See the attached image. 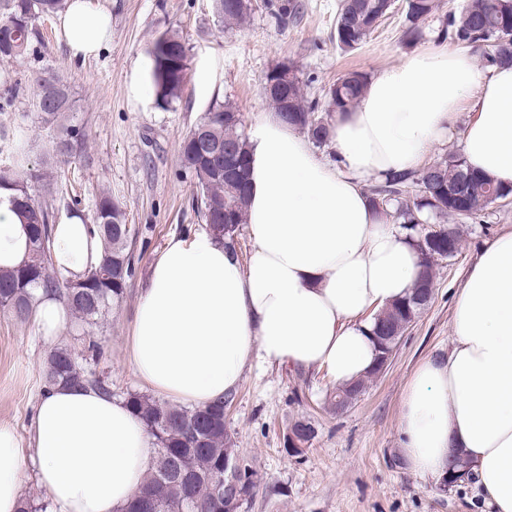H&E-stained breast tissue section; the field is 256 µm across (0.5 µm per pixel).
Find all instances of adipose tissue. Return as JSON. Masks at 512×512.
Masks as SVG:
<instances>
[{
    "label": "adipose tissue",
    "mask_w": 512,
    "mask_h": 512,
    "mask_svg": "<svg viewBox=\"0 0 512 512\" xmlns=\"http://www.w3.org/2000/svg\"><path fill=\"white\" fill-rule=\"evenodd\" d=\"M112 16L68 0L57 26L73 57H94ZM467 163L512 186V66L477 65L467 51H415L368 81L332 126L333 160L276 118L249 138L248 260L208 234L169 238L135 307L130 362L152 392L201 406L236 393L250 360L358 380L377 361L368 310L402 299L421 269L402 226L370 203L372 181L414 168L443 142L460 107ZM54 263L81 276L97 246L79 217L55 227ZM25 248L0 203V266ZM454 343L426 357L401 396L399 448L415 475L441 481L464 451L494 512H512V228L483 245L451 310ZM155 441L125 399L89 386L42 393L29 439L0 422V512H17L34 469L54 512H120L143 483Z\"/></svg>",
    "instance_id": "adipose-tissue-1"
}]
</instances>
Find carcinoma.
<instances>
[{
  "label": "carcinoma",
  "mask_w": 512,
  "mask_h": 512,
  "mask_svg": "<svg viewBox=\"0 0 512 512\" xmlns=\"http://www.w3.org/2000/svg\"><path fill=\"white\" fill-rule=\"evenodd\" d=\"M386 0H341L336 16L335 39L345 51L362 46L374 32L373 21ZM434 0H406L405 36H422V25L434 10ZM64 9V0H0V59H18L39 41L38 22ZM221 23L242 27L251 18V0H215ZM457 42L472 46L489 38L499 39L493 65L512 64V0H468L459 15L449 21ZM149 79L156 99L170 103L178 99L188 81L190 54L186 41L175 32H163L149 45ZM27 82L33 89V106L48 126H56L71 111L68 81L46 70L32 71ZM276 91L267 101L275 117L307 135L317 147L330 142L332 124L319 114L318 102L307 98L294 66L281 63L265 77L264 84ZM367 83L365 74L352 71L342 75L327 92L325 112H347L357 104ZM0 148V190L19 213L28 241L27 252L19 264L0 270V308L22 322L33 317L35 292L57 295L80 322L93 325L109 311L112 303L123 299L135 273L131 249L134 230L126 213L102 193L95 203V219L90 236L100 245L98 263L90 267L86 283L70 287L53 263L55 246L54 212L38 201L32 187L53 185L54 173L76 155L85 152L84 140L65 127L53 140L52 164L46 169L28 167L29 140L23 128L3 135ZM180 156L195 178V212L208 233L235 245L245 224L249 142L244 120L233 106L213 103L201 120L183 137ZM455 195L448 196V186ZM512 192L468 166L464 156L452 153L448 159L418 170L411 169L387 177L370 191L374 204L390 198L403 228L417 237L423 255V270L411 293L401 302L380 312L376 321L404 333L431 300L418 299L419 288L435 286L434 273L443 256L444 242L434 246L414 224L424 213L435 218L455 216L460 211L474 218L495 202L494 193ZM87 383L104 394H112V383L102 379L78 361L69 348L50 353L44 370V385ZM126 401L141 419L157 445L156 459L141 489L120 512H218V496L229 491L224 473V436L228 426L224 409L233 398L218 400L203 407H180L140 392L126 393Z\"/></svg>",
  "instance_id": "cac0c4a2"
}]
</instances>
